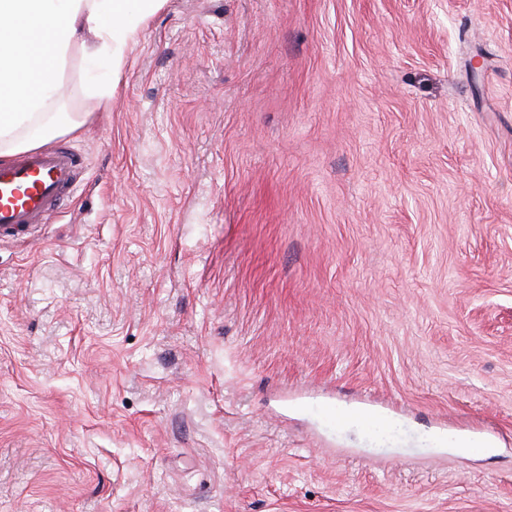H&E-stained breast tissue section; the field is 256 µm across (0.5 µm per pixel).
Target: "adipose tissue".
<instances>
[{"label": "adipose tissue", "mask_w": 512, "mask_h": 512, "mask_svg": "<svg viewBox=\"0 0 512 512\" xmlns=\"http://www.w3.org/2000/svg\"><path fill=\"white\" fill-rule=\"evenodd\" d=\"M165 0H0V159L76 130L71 112H48L73 58L105 59L120 73L124 51ZM47 47L48 59L31 57Z\"/></svg>", "instance_id": "ef3b65f1"}]
</instances>
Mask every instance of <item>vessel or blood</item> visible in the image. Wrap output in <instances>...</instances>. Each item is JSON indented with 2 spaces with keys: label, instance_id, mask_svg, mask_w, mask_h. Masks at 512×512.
<instances>
[{
  "label": "vessel or blood",
  "instance_id": "1",
  "mask_svg": "<svg viewBox=\"0 0 512 512\" xmlns=\"http://www.w3.org/2000/svg\"><path fill=\"white\" fill-rule=\"evenodd\" d=\"M81 166L66 144L26 151L0 164V234L48 223L74 194Z\"/></svg>",
  "mask_w": 512,
  "mask_h": 512
}]
</instances>
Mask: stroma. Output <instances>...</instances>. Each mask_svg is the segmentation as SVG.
Masks as SVG:
<instances>
[{
    "instance_id": "stroma-1",
    "label": "stroma",
    "mask_w": 512,
    "mask_h": 512,
    "mask_svg": "<svg viewBox=\"0 0 512 512\" xmlns=\"http://www.w3.org/2000/svg\"><path fill=\"white\" fill-rule=\"evenodd\" d=\"M96 80L0 238V512H512V0H166ZM81 166L67 144L26 151L0 164V235L47 224L74 194Z\"/></svg>"
}]
</instances>
